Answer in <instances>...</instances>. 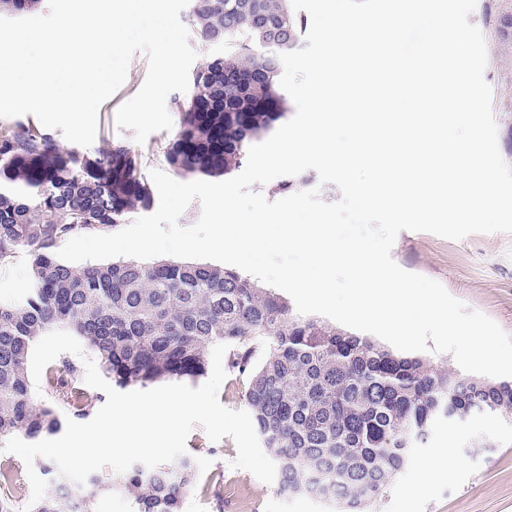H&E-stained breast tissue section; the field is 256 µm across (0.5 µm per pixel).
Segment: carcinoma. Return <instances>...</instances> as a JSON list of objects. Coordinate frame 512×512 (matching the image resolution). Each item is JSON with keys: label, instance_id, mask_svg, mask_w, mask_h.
I'll list each match as a JSON object with an SVG mask.
<instances>
[{"label": "carcinoma", "instance_id": "cac0c4a2", "mask_svg": "<svg viewBox=\"0 0 512 512\" xmlns=\"http://www.w3.org/2000/svg\"><path fill=\"white\" fill-rule=\"evenodd\" d=\"M40 3L0 0V13ZM190 22L203 46L224 53L193 74L190 97L173 102L178 129L160 152L176 174L226 176L288 112L279 54L298 47L303 20L290 0H191ZM142 164L121 142L80 155L34 125L0 129V264L21 250L31 263L26 294L0 301V440L61 430L60 414L33 402L27 374L33 347L55 330L80 338L121 388L195 380L209 346H230L280 492L329 500L337 512L374 507L439 424L483 414L512 422V381L463 377L301 318L237 271L178 260L84 268L59 261L56 248L75 233L153 206ZM67 401L78 417L92 398L72 385ZM195 470L191 458L177 468L135 464L118 486L133 512H182L186 495L210 492ZM14 483L1 464L0 512H14L4 494ZM96 485L74 493L60 482L32 512H92Z\"/></svg>", "mask_w": 512, "mask_h": 512}]
</instances>
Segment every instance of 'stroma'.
<instances>
[{
	"mask_svg": "<svg viewBox=\"0 0 512 512\" xmlns=\"http://www.w3.org/2000/svg\"><path fill=\"white\" fill-rule=\"evenodd\" d=\"M487 46L485 79L493 90L492 110L498 147L512 166V0H477L469 17ZM143 55L132 59L126 80L98 112L93 150L110 143L135 145L130 130H117L118 107L142 86ZM392 257L403 269L440 282L471 310L479 311L512 334V234H473L450 240L428 232H401ZM195 459L197 480L213 484L216 499L188 496L184 512H336L333 503L308 495L281 494L250 472L233 467L231 437L213 442L194 428L186 442ZM450 448L455 463L428 484H420V463L437 449ZM374 512H512V426L483 416L466 426L438 427L415 462L390 485Z\"/></svg>",
	"mask_w": 512,
	"mask_h": 512,
	"instance_id": "stroma-1",
	"label": "stroma"
}]
</instances>
